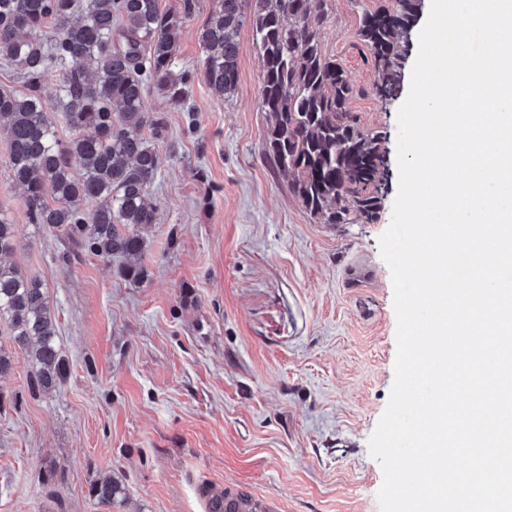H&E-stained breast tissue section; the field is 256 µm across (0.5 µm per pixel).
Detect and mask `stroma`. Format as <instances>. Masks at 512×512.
<instances>
[{
  "label": "stroma",
  "instance_id": "1",
  "mask_svg": "<svg viewBox=\"0 0 512 512\" xmlns=\"http://www.w3.org/2000/svg\"><path fill=\"white\" fill-rule=\"evenodd\" d=\"M388 0H328L323 53L343 68L361 128L381 132L388 183L371 223L321 224L273 168L262 66L239 33V87L214 98L198 73V33L212 0L184 24L175 72L192 73L185 105L147 89L167 127L150 192L147 277L117 262L70 261L57 231L29 222L0 132V216L14 224L7 261L43 283L59 327L64 383L34 394L28 350L0 324L13 371L0 378V512H203L196 487L229 481L274 492L283 512H380L383 482L368 440L394 382L397 317L379 238L398 190L397 116L358 36ZM112 476L113 507L91 498Z\"/></svg>",
  "mask_w": 512,
  "mask_h": 512
}]
</instances>
